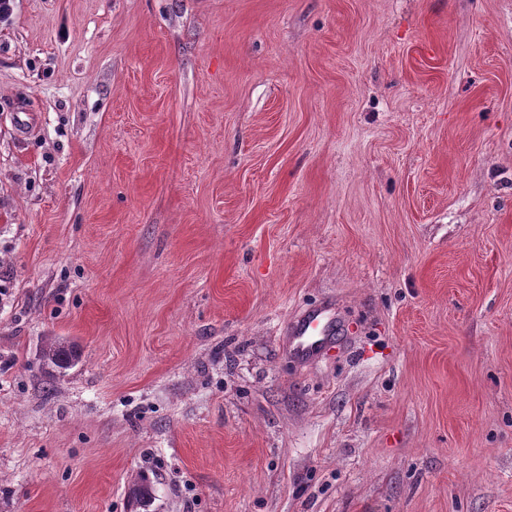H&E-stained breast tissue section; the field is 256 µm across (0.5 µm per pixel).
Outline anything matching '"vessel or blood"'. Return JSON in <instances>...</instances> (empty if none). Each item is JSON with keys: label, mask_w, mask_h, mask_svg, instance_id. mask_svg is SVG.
<instances>
[{"label": "vessel or blood", "mask_w": 512, "mask_h": 512, "mask_svg": "<svg viewBox=\"0 0 512 512\" xmlns=\"http://www.w3.org/2000/svg\"><path fill=\"white\" fill-rule=\"evenodd\" d=\"M336 314L320 304L308 309L286 329L291 355L299 361L317 356L334 339Z\"/></svg>", "instance_id": "b4317fda"}]
</instances>
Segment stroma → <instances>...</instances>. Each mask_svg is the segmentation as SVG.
Returning <instances> with one entry per match:
<instances>
[{
	"label": "stroma",
	"instance_id": "1",
	"mask_svg": "<svg viewBox=\"0 0 512 512\" xmlns=\"http://www.w3.org/2000/svg\"><path fill=\"white\" fill-rule=\"evenodd\" d=\"M8 4L0 512H512V0ZM336 312L325 304L308 309L286 328L291 355L298 361L317 356L334 340ZM43 365L51 372L66 370L74 365L78 356L72 347L65 345L57 338H50L46 341L41 351Z\"/></svg>",
	"mask_w": 512,
	"mask_h": 512
}]
</instances>
